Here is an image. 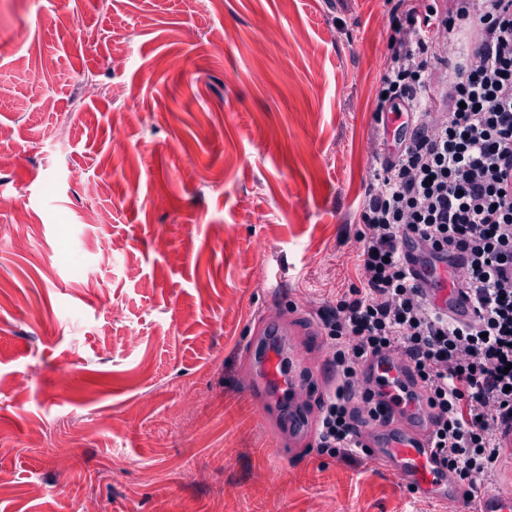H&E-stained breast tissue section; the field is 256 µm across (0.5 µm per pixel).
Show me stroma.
<instances>
[{"mask_svg": "<svg viewBox=\"0 0 512 512\" xmlns=\"http://www.w3.org/2000/svg\"><path fill=\"white\" fill-rule=\"evenodd\" d=\"M395 4L0 0V512H453L264 421L245 362L286 322L318 416Z\"/></svg>", "mask_w": 512, "mask_h": 512, "instance_id": "35a3bbf8", "label": "stroma"}]
</instances>
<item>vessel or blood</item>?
Wrapping results in <instances>:
<instances>
[{"mask_svg": "<svg viewBox=\"0 0 512 512\" xmlns=\"http://www.w3.org/2000/svg\"><path fill=\"white\" fill-rule=\"evenodd\" d=\"M248 354L259 369V382L252 395L259 412H266L270 393L296 400L299 388L287 366L296 356L287 350L279 326L267 324ZM365 383L378 388L385 411L384 418L362 426L363 443L376 461L398 474L420 495L442 502L459 503L461 495L452 479L437 462L431 446L433 426L423 401L406 399L402 390L409 386L407 364L398 356L369 359L365 365ZM478 512H512V492L494 490L480 497Z\"/></svg>", "mask_w": 512, "mask_h": 512, "instance_id": "b4317fda", "label": "vessel or blood"}]
</instances>
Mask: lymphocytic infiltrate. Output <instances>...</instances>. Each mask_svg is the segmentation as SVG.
Wrapping results in <instances>:
<instances>
[{
  "label": "lymphocytic infiltrate",
  "mask_w": 512,
  "mask_h": 512,
  "mask_svg": "<svg viewBox=\"0 0 512 512\" xmlns=\"http://www.w3.org/2000/svg\"><path fill=\"white\" fill-rule=\"evenodd\" d=\"M393 24L377 110L414 118L366 194L359 281L321 310L337 385L317 438L325 452L368 458L358 422L381 403L364 362L406 357L433 446L471 497L512 435V0H412ZM430 91L434 108L419 112ZM417 253L447 258L476 319L425 298Z\"/></svg>",
  "instance_id": "f902f5d3"
}]
</instances>
